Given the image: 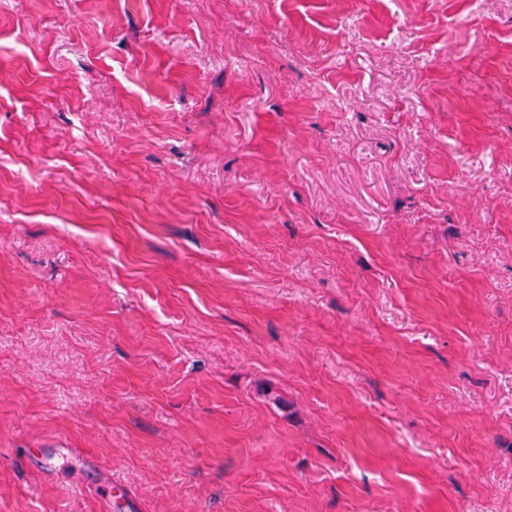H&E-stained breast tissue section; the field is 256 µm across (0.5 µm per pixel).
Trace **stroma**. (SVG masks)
I'll list each match as a JSON object with an SVG mask.
<instances>
[{"label": "stroma", "instance_id": "1", "mask_svg": "<svg viewBox=\"0 0 512 512\" xmlns=\"http://www.w3.org/2000/svg\"><path fill=\"white\" fill-rule=\"evenodd\" d=\"M116 483L512 512V0H0V512Z\"/></svg>", "mask_w": 512, "mask_h": 512}]
</instances>
